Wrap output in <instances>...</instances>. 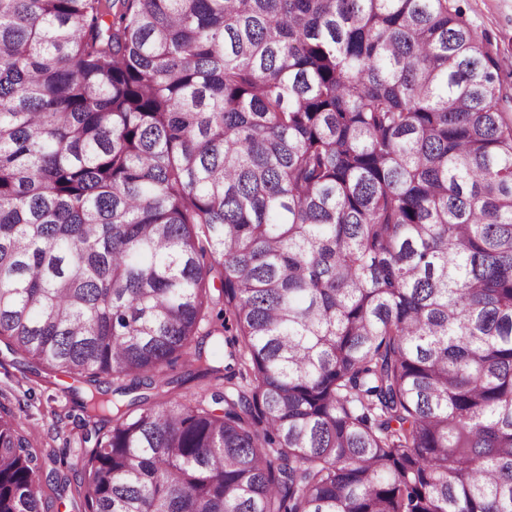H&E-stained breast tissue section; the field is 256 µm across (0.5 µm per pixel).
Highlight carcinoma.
<instances>
[{"mask_svg": "<svg viewBox=\"0 0 512 512\" xmlns=\"http://www.w3.org/2000/svg\"><path fill=\"white\" fill-rule=\"evenodd\" d=\"M498 71L448 0H0V343L88 384L82 512H512ZM179 360L224 412L114 399Z\"/></svg>", "mask_w": 512, "mask_h": 512, "instance_id": "1", "label": "carcinoma"}]
</instances>
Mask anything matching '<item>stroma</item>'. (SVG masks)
<instances>
[{
  "instance_id": "1",
  "label": "stroma",
  "mask_w": 512,
  "mask_h": 512,
  "mask_svg": "<svg viewBox=\"0 0 512 512\" xmlns=\"http://www.w3.org/2000/svg\"><path fill=\"white\" fill-rule=\"evenodd\" d=\"M470 26L486 35L501 61V77L512 86V0H451ZM84 383L54 370H32L25 359L0 343V405L11 410L37 457L44 485L43 512H79L84 489L78 476L69 484L51 482L52 471L68 473L70 464L92 450L80 407Z\"/></svg>"
}]
</instances>
